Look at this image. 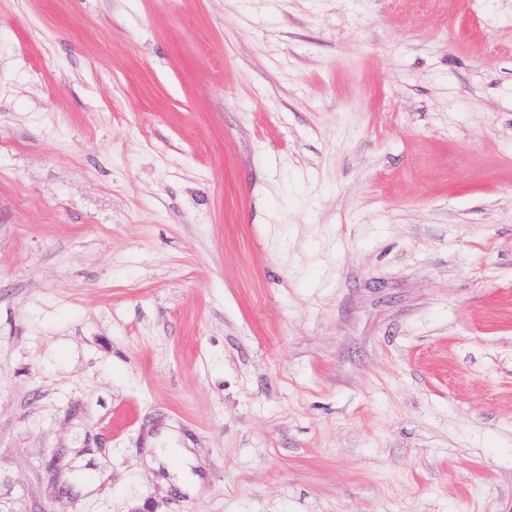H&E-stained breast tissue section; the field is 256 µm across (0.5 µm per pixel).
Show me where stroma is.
Masks as SVG:
<instances>
[{"mask_svg":"<svg viewBox=\"0 0 512 512\" xmlns=\"http://www.w3.org/2000/svg\"><path fill=\"white\" fill-rule=\"evenodd\" d=\"M0 512H512V0H0Z\"/></svg>","mask_w":512,"mask_h":512,"instance_id":"35a3bbf8","label":"stroma"}]
</instances>
